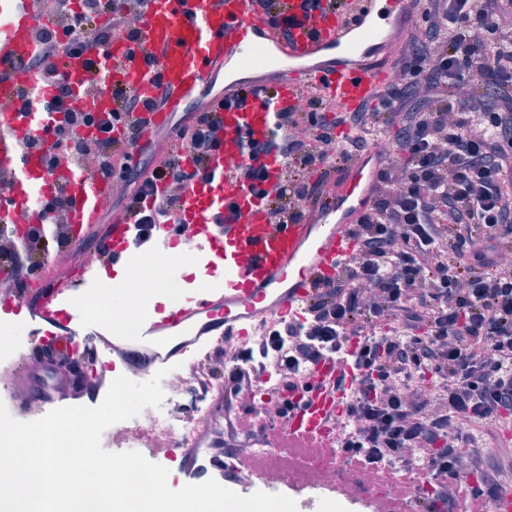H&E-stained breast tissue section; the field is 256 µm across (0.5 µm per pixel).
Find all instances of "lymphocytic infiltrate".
I'll return each mask as SVG.
<instances>
[{"instance_id":"obj_1","label":"lymphocytic infiltrate","mask_w":512,"mask_h":512,"mask_svg":"<svg viewBox=\"0 0 512 512\" xmlns=\"http://www.w3.org/2000/svg\"><path fill=\"white\" fill-rule=\"evenodd\" d=\"M427 2L423 16L435 43L402 58L375 107L333 116L325 100L304 99L287 134L247 144L243 177L259 186L266 179L259 157L285 158L286 178L273 200L280 216L326 195L330 174L363 150L362 133H381L391 163L357 228L352 263L327 283L306 325H278L269 343L284 336L294 342L280 370L287 389L299 382L300 366L357 337L361 379L344 412L357 431L339 441L337 452L398 492L427 476L453 490L465 512H487L500 485L488 476L465 482L460 451L470 446L473 425L512 413V15L501 0ZM146 3L38 0L52 22L35 34L40 60L71 57L117 35L137 41ZM102 15L103 27L96 22ZM45 79L59 88L49 111L64 115L45 126V138L30 142L48 172L65 166L109 177L122 188L126 211L152 194L156 181H167L161 209L136 212L142 235L159 211L177 208L200 163L222 144L211 113L193 112L175 122L159 167L147 169L131 161L113 132L136 127L149 103L121 88L122 110L94 114L74 106L55 70ZM480 84L497 86L505 106L479 103ZM346 124L360 137L336 140L334 128ZM87 128L94 137H81ZM184 150L194 167H182ZM428 376L434 388H420Z\"/></svg>"}]
</instances>
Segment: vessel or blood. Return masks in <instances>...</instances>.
Segmentation results:
<instances>
[{"label": "vessel or blood", "mask_w": 512, "mask_h": 512, "mask_svg": "<svg viewBox=\"0 0 512 512\" xmlns=\"http://www.w3.org/2000/svg\"><path fill=\"white\" fill-rule=\"evenodd\" d=\"M288 27L271 20L261 0H148L140 24L143 51L123 37L82 55L54 62L72 85L90 88L100 112L115 108L114 91L130 86L150 103L137 145L148 147L169 130L177 115L204 101L224 128V144L207 163L208 177L193 182L173 214L157 224V238L170 237L182 224L187 247L203 253V284L178 303L145 311L137 336L116 338L97 318L81 315L76 300L85 292L106 293L109 275L131 262L145 242L133 233L134 215L104 223L118 187L112 180L84 173L51 175L37 154L26 150L29 136L42 127L33 115L0 117V168L14 171L0 189V223L40 227L41 201L65 187L73 199L68 250L96 239L92 263L44 288L0 287V320L26 324L30 342L13 363L0 394L18 404L20 415L72 405L99 394L114 366L148 377L174 364L196 372L216 370L232 386L233 362L214 369L213 355L227 340H244L267 318L304 321L323 286L336 279L356 253L357 224L371 208L386 159L369 146L344 169L330 198L302 205L274 219L270 195L285 176L282 160L261 156L266 170L263 191L242 176L248 162L246 142L265 143L281 113L297 111L301 96L326 99L337 112H360L376 99L402 58L403 30L418 7L413 0H280ZM45 19L29 0H0V97L19 98L32 86L48 104L53 86L41 83L31 68L38 54L35 30ZM154 55L146 64L144 52ZM257 69L247 80L226 77L229 66ZM224 85L212 89L215 78ZM356 340L336 355L320 359L287 398L295 405L286 432L266 437L269 455L255 457L224 445L231 429L227 401H219L205 429L209 466L197 449L175 439L155 445L154 453L178 463L188 483L208 479L235 486L243 478L272 473L283 448H310L342 469L326 435L342 412L345 394L339 378L353 380Z\"/></svg>", "instance_id": "vessel-or-blood-1"}]
</instances>
